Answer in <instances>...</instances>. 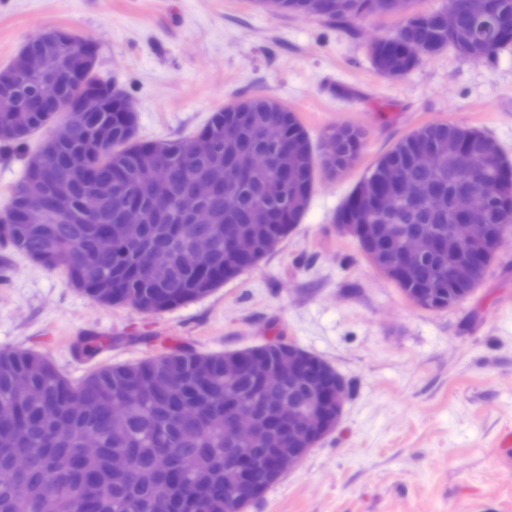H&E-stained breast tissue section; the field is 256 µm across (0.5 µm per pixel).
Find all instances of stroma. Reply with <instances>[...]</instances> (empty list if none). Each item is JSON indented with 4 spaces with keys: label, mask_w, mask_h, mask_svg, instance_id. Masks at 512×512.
Returning <instances> with one entry per match:
<instances>
[{
    "label": "stroma",
    "mask_w": 512,
    "mask_h": 512,
    "mask_svg": "<svg viewBox=\"0 0 512 512\" xmlns=\"http://www.w3.org/2000/svg\"><path fill=\"white\" fill-rule=\"evenodd\" d=\"M398 16L350 26L254 0H0V68L63 27L136 110L142 142L187 138L212 112L256 95L297 113L316 154L347 124L366 143L346 173L317 175L307 213L262 262L208 296L143 314L94 303L64 275L0 246V348L47 356L64 374L134 362L149 336L202 353L285 338L330 364L348 394L335 428L246 512H512V230L464 302L417 306L384 278L336 214L378 157L435 121L476 128L512 161V51L476 62L448 50L394 80L368 46ZM110 339L94 358L70 342Z\"/></svg>",
    "instance_id": "1"
}]
</instances>
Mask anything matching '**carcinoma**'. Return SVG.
Returning <instances> with one entry per match:
<instances>
[{
  "label": "carcinoma",
  "mask_w": 512,
  "mask_h": 512,
  "mask_svg": "<svg viewBox=\"0 0 512 512\" xmlns=\"http://www.w3.org/2000/svg\"><path fill=\"white\" fill-rule=\"evenodd\" d=\"M321 4L315 13L312 0H282V10L350 25L387 13L389 0H348L344 12L336 11L333 0ZM456 7L457 25L451 31L439 9L410 12L393 33L370 43L375 68L400 79L423 58L448 48L482 62L512 45V0H487L490 19L484 22L474 17L471 0H457ZM407 43L420 55L405 54ZM82 46L61 28H49L26 43L52 59L62 54L73 59ZM76 67L59 73L50 88L24 72L16 58L10 68H0V99L11 101L0 112V145L22 149L25 156L12 188L9 219H0L1 246L63 272L73 287L100 305L155 314L223 286L267 257L300 223L310 205L316 158L296 113L269 97L254 96L217 110L189 140L143 143L136 139V117L122 111L119 97L110 94L112 81L93 65L83 81L98 91V101L92 110L75 113L71 139H47L26 151L29 136L54 120L52 105L74 97L78 83L70 71ZM330 137L336 139V156L321 166L335 175L358 159L366 132L341 125ZM428 149L440 156V168L419 165ZM226 164L243 170L234 189L235 205L224 207V190L219 189L200 203L212 211L214 223H191L181 208L191 180ZM158 165L170 170L162 187L150 180ZM486 174L502 191L478 206L471 219L489 225L497 237L512 228V164L480 130L430 123L377 159L347 197L338 223L371 225L385 239L376 260L394 258L403 242L385 234L387 220L375 198L397 178L412 183L417 199L402 207L397 223L409 234L428 225L436 245L419 260L414 276L395 282L407 296L432 293L429 309H446L463 302L464 288L450 273L455 257L448 251V224L458 214L466 178L479 181ZM39 180L57 184L67 213H55L48 200L31 194ZM433 194L442 197L435 210L424 203ZM96 197L109 200L110 206L86 212L87 202ZM258 204L267 209L270 223H251ZM37 205L49 209L47 223H25L26 212ZM128 205L141 209L142 223L127 226L121 238L106 245V235ZM202 235L216 242L205 260L190 254L191 240ZM260 352L288 372V343L271 342ZM233 357L164 347L144 360L72 379L44 355L0 350V512H230L224 495L230 467L244 469L250 484L268 487L271 465L296 447L288 402L301 391L286 382L285 403H271L256 375L241 367L229 370ZM19 376L28 378L30 393L15 387ZM242 408L257 423L248 440L232 433ZM86 437L98 442L92 457L79 452ZM116 452L129 457L128 469H112Z\"/></svg>",
  "instance_id": "1"
}]
</instances>
